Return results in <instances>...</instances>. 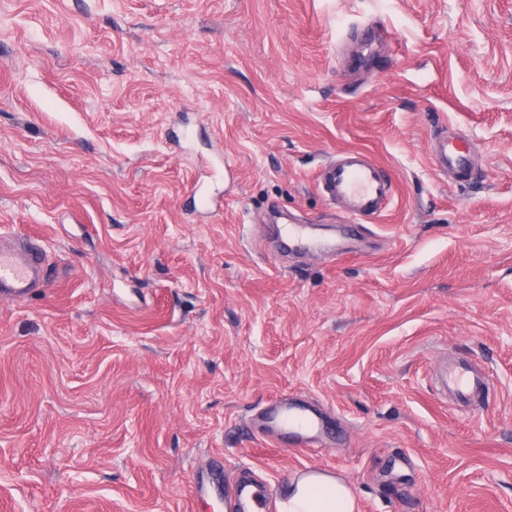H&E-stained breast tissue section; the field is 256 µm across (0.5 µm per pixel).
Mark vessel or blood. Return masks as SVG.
Here are the masks:
<instances>
[{"instance_id": "obj_1", "label": "vessel or blood", "mask_w": 512, "mask_h": 512, "mask_svg": "<svg viewBox=\"0 0 512 512\" xmlns=\"http://www.w3.org/2000/svg\"><path fill=\"white\" fill-rule=\"evenodd\" d=\"M469 145L459 136L436 137L430 150L431 159L440 172H454L466 176L469 164ZM318 185L322 193L333 201L342 202L349 221L357 223L378 216L388 206L395 193V185L386 171L367 153L349 149L342 151L322 168ZM288 241L300 243L308 249L324 250V243L309 234L305 224L285 227ZM46 280L44 265L38 253L0 249V296L13 300L27 297ZM449 394L466 398L478 392H489L488 376L474 368L449 369L444 381ZM277 436L297 446L316 445L325 425L323 417L309 414L307 408L275 400L268 412Z\"/></svg>"}]
</instances>
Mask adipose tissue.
<instances>
[{"label":"adipose tissue","instance_id":"ef3b65f1","mask_svg":"<svg viewBox=\"0 0 512 512\" xmlns=\"http://www.w3.org/2000/svg\"><path fill=\"white\" fill-rule=\"evenodd\" d=\"M280 512H357V504L342 479L311 470L290 483L280 502Z\"/></svg>","mask_w":512,"mask_h":512}]
</instances>
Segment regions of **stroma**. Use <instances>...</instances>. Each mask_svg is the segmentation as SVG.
Instances as JSON below:
<instances>
[{
  "instance_id": "1",
  "label": "stroma",
  "mask_w": 512,
  "mask_h": 512,
  "mask_svg": "<svg viewBox=\"0 0 512 512\" xmlns=\"http://www.w3.org/2000/svg\"><path fill=\"white\" fill-rule=\"evenodd\" d=\"M348 148L396 183L351 233L317 187ZM275 210L338 254L282 256ZM26 236L0 512H228L305 470L359 512H512V0H0V247ZM450 356L482 409L444 400ZM284 397L325 447L262 434ZM470 146L459 136L448 135L436 137L430 150L435 167L443 173L454 172L466 177L469 164ZM444 385L450 395L466 398L478 392L487 394L491 383L489 377L477 369L455 367L448 368V379H444Z\"/></svg>"
}]
</instances>
